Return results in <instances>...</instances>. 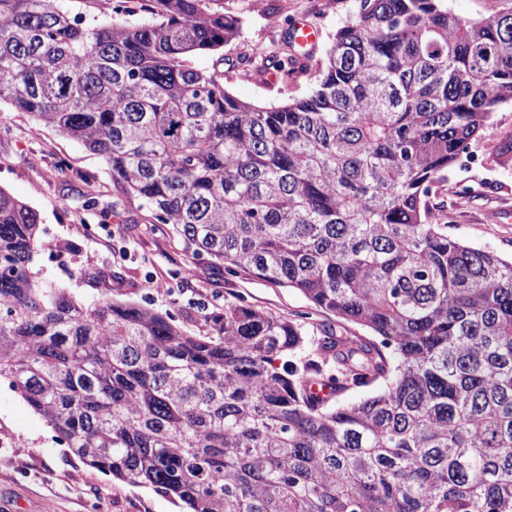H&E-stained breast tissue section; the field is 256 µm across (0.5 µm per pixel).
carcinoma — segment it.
<instances>
[{"label":"carcinoma","instance_id":"1","mask_svg":"<svg viewBox=\"0 0 512 512\" xmlns=\"http://www.w3.org/2000/svg\"><path fill=\"white\" fill-rule=\"evenodd\" d=\"M143 13L0 0V103L101 156L193 254L336 321L312 337L227 301L196 336L138 303L85 309L34 280L41 220L0 188V380L75 456L188 512H512V261L434 203L512 103V10L362 0L310 91L270 107L193 63L239 34L224 0ZM311 61L287 40L240 63ZM490 158L512 166V134Z\"/></svg>","mask_w":512,"mask_h":512}]
</instances>
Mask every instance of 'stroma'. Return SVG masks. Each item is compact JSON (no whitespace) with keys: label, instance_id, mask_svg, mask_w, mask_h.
Segmentation results:
<instances>
[{"label":"stroma","instance_id":"1","mask_svg":"<svg viewBox=\"0 0 512 512\" xmlns=\"http://www.w3.org/2000/svg\"><path fill=\"white\" fill-rule=\"evenodd\" d=\"M280 23L270 27L246 0L235 9L242 20L237 39L222 54L195 57L212 67L218 57L234 62L270 39H286L307 22L319 31L313 49L321 60L337 29L354 21L360 0H267ZM309 77L282 81L247 74L231 79L238 98L279 105L306 94ZM0 122L11 129L0 140V188L29 204L52 237L51 255L35 256L41 284L60 289L89 306L105 298L137 302L169 313L189 333L207 331L206 319L225 302L246 304L305 326L333 322L311 309L296 290L247 273H227L207 256L185 250L168 225L154 221L136 199H120L103 159L26 113L0 107ZM512 133V104L498 108L491 123L470 144L471 159L445 171L439 185L448 200L444 219L452 238L512 259V168L499 167L488 151ZM95 175L99 208L84 210L75 193L79 181L47 180L58 165ZM0 512H181L179 505L149 487H133L104 475L60 444L46 421L7 384H0Z\"/></svg>","mask_w":512,"mask_h":512}]
</instances>
